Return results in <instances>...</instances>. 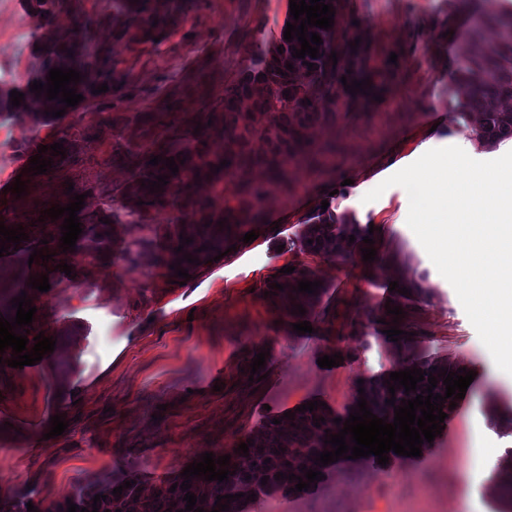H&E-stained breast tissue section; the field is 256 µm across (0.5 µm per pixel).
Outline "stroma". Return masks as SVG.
<instances>
[{"label": "stroma", "instance_id": "stroma-1", "mask_svg": "<svg viewBox=\"0 0 512 512\" xmlns=\"http://www.w3.org/2000/svg\"><path fill=\"white\" fill-rule=\"evenodd\" d=\"M337 66L369 79L373 96L350 95L318 82L308 95L321 120L283 176L266 165L239 169L194 192L212 200L214 220L232 207L250 243L202 262L185 285L173 284L161 248L143 252L136 269L123 259L128 234L111 224L108 264L88 263L85 241L53 257L33 258V224L52 205L83 195L81 223L104 216L102 190L125 187L121 156L142 145L137 117L159 112L164 124L192 126L223 109L224 92L246 75L258 51L277 45L289 0H150L147 11H116L112 0H47L33 12L25 0H0V87L25 85L39 71V46L60 33L108 52L111 93L88 99L48 124L0 120V182L29 167L39 148L63 144L66 161L31 176L24 196L0 192V221L28 238L0 257V288L27 294L37 311L31 335L56 342L36 365L0 372V499L41 505L74 486L121 471L151 487L209 452L233 453L268 415L326 403L332 415L355 403L359 380L398 370L404 349L419 360L473 371L464 399L418 457L340 459L316 488L259 502L253 512H502L494 487L499 468L477 461V448H512V378L496 366L449 282L407 225L409 198L399 186L376 201L364 195L447 144L449 126L471 124L449 90L457 47L470 26L467 0H336ZM359 39L358 55L345 41ZM372 232L377 255L360 248L328 257L301 248L306 218L322 202ZM68 271H60V264ZM320 281L306 311L312 333L294 332L293 316L268 289L283 267ZM44 274L51 288H29ZM420 282L421 291L379 296L390 282ZM401 307V335L383 331L387 305ZM266 353L264 380L248 368ZM342 354L339 366L319 357ZM69 370L59 374V356ZM161 413L154 421L153 413ZM68 427L49 437L50 418Z\"/></svg>", "mask_w": 512, "mask_h": 512}]
</instances>
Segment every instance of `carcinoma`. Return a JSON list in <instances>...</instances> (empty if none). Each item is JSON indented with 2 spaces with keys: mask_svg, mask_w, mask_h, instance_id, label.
<instances>
[{
  "mask_svg": "<svg viewBox=\"0 0 512 512\" xmlns=\"http://www.w3.org/2000/svg\"><path fill=\"white\" fill-rule=\"evenodd\" d=\"M473 25L461 47L464 64L457 67L451 74V81L459 106L468 112L481 115L480 123L473 128V134L482 145L494 148L502 142L512 140V108H493L490 103L512 102V43H504L495 50L484 47V33L491 28H512V11L510 12H485L473 9ZM308 32H316L320 35L323 44L319 47L320 57L305 58L292 57V49H301V44L294 39L290 42L279 39L278 46L282 52H274L273 58L266 59L264 53L256 54L253 67L247 72V78L242 82L224 91V112L220 113L221 129L224 135L226 148L224 155L211 156L203 142L209 137L211 127L204 124L200 134L195 135L190 130L175 129L169 134L159 137L151 136V131L157 126V115L154 112H143L137 120L149 135L147 141L136 150H128L123 160L130 172V182L122 193L125 203L121 207H129V215L134 217L133 224L129 225L131 238L126 244V260L134 265L137 257L144 250L151 248L155 243L153 229L147 224L148 213L160 207L172 211V224L167 236L168 243L164 247L165 256L161 261L169 266L183 258L188 253L194 257L200 256L196 249L203 245L208 246L205 253L218 251L224 247V242L230 238L239 227L234 218L233 209L224 208V226L212 221L207 214L210 208V199L195 196L191 187L197 182H207L212 187L224 181V177L232 174L237 169L255 163H264L269 167L281 171L297 156L295 149L305 140V130L314 117L313 106L304 103L307 93L304 85L298 82L299 75L307 76L311 82L321 79L329 85L341 83V76L329 68L331 51L336 34V28L328 30L318 27L308 28ZM72 55H67V51ZM46 59L43 70L36 80L47 83L48 71L51 68H72L82 75L81 82L74 86L76 93L87 98L92 95L91 86L102 84L112 85V72L101 71L94 67L91 58L97 56L93 46L87 42H78L77 38L68 34L57 35L50 39L45 50ZM316 66L311 71L304 62ZM293 65V71L286 69V64ZM261 85V94L258 105L266 116V124L257 128L249 121L246 113L238 111V104L245 98L252 96L254 84ZM289 95H283L284 91ZM25 111L24 106L15 107L11 104L10 91L0 88V116L19 117ZM265 140L270 146L271 157L260 158L252 154L250 148L254 137ZM160 155L162 158L173 157L178 164L179 172L175 175L162 163L152 166L148 164L151 156ZM228 161V165L221 170L216 166L222 161ZM168 176V184L157 193H151L141 187V180H156V176ZM142 205H136V202ZM353 235L360 239L361 231L358 225L348 222L346 219L336 218V214L330 210L317 209L305 221V230L301 237L302 247L310 252L334 256L336 252L349 245L348 236ZM190 237L193 242L184 245L182 252H176L180 245V237ZM81 238L91 242L90 256L95 261L107 257L110 248V238L106 235V225L85 224L82 226ZM313 243H307V240ZM284 292L280 297L287 307L306 302L313 304L319 300L322 290L309 295L296 293L298 279L283 282ZM411 369L416 367L422 370L424 375H433L438 378L437 387L433 393L445 394L446 386L443 378L433 371L435 364L412 360L406 364ZM387 377L371 379L364 382L367 406L378 417H388L387 423L394 420V406L386 404V400L396 397L395 406L402 405V400L416 397L421 390L426 388L428 380L417 383V390L409 393L405 389L395 390V395H390L385 383ZM325 418L320 427L314 426V419ZM293 425L272 423V418H267L263 423V440L253 441L249 447V456L241 457V461L230 462L226 466L235 475L228 477L223 483L206 481L202 477L191 479L189 492L196 497L206 496L210 506H215L216 496L240 492L245 496L229 504V512H249V506L245 505L247 495L262 493L267 497L274 496L277 492H289L298 481L287 479L277 481L274 475L283 472L305 476V470L325 471L326 467L314 464V453L332 450V447L324 444L325 430L336 434L341 426L333 422L328 413L321 407L306 412H295L291 418ZM263 451H258V448ZM284 452H279V448ZM271 462L264 463L265 459ZM291 465H286V462ZM268 477L267 484H261L262 477ZM137 480L131 474L112 475L91 488L79 485L66 498L57 501L47 507L46 512H67L66 500L79 507L92 509L93 498L100 494L106 496L97 504L98 512H181L185 509L183 501L185 492L180 485L184 478L176 474L161 481L149 494L138 491L140 484L136 483L130 488H125L120 497L112 494L114 488L123 483ZM178 485L176 491L171 492L172 485Z\"/></svg>",
  "mask_w": 512,
  "mask_h": 512,
  "instance_id": "obj_1",
  "label": "carcinoma"
}]
</instances>
